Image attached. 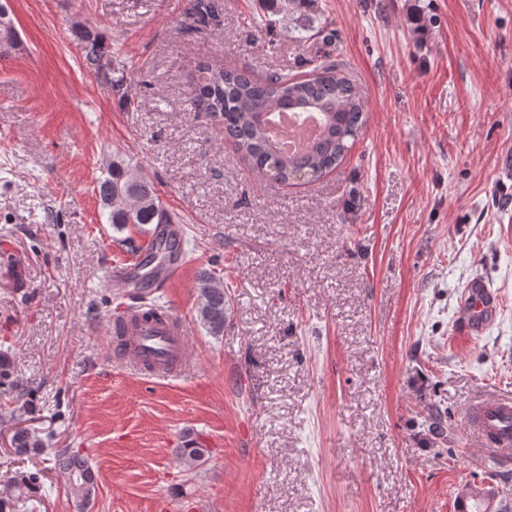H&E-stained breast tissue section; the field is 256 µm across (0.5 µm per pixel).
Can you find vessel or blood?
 Segmentation results:
<instances>
[{"label":"vessel or blood","instance_id":"obj_1","mask_svg":"<svg viewBox=\"0 0 512 512\" xmlns=\"http://www.w3.org/2000/svg\"><path fill=\"white\" fill-rule=\"evenodd\" d=\"M499 305L485 280L473 279L459 306L462 326L469 335L482 332ZM188 328L176 316L165 320L141 319L114 353L137 370L155 379L179 376L190 361ZM465 424L474 447L487 450L496 460L512 458V397L482 399L464 410Z\"/></svg>","mask_w":512,"mask_h":512}]
</instances>
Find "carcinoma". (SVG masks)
Wrapping results in <instances>:
<instances>
[{"mask_svg": "<svg viewBox=\"0 0 512 512\" xmlns=\"http://www.w3.org/2000/svg\"><path fill=\"white\" fill-rule=\"evenodd\" d=\"M17 31L8 5L0 2V50L17 45ZM83 66L98 81L112 87V50L99 38L85 35L80 43ZM192 93L196 106L215 124L224 127L230 142L249 169L281 183L315 180L333 170L347 156L355 135L365 123L363 96L342 65L328 53L311 70L288 73H257L248 69L201 63L195 68ZM316 112L322 117V133L313 144L295 155L281 151L267 134L264 116L269 112ZM99 195L109 209L113 224H135L151 234L154 224H171V214L157 200L152 184L137 172L115 167L99 184ZM197 320L211 336L224 333L228 308L223 283L212 271L197 278ZM208 449L186 446L179 449L180 464L193 470L201 466ZM52 468L68 482L79 509L96 493L90 462L68 448L58 450Z\"/></svg>", "mask_w": 512, "mask_h": 512, "instance_id": "cac0c4a2", "label": "carcinoma"}]
</instances>
